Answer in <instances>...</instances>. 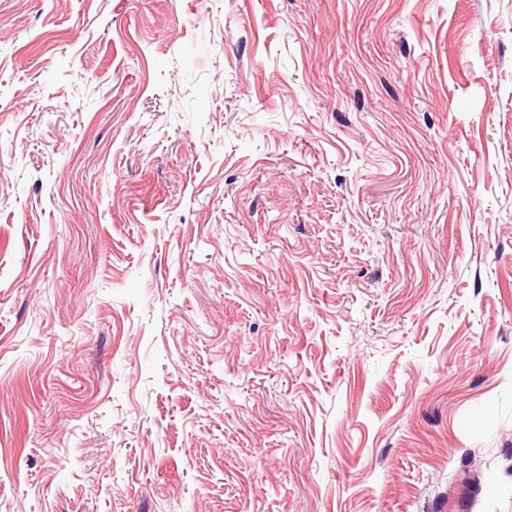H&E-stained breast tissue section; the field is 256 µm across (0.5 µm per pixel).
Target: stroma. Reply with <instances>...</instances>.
I'll list each match as a JSON object with an SVG mask.
<instances>
[{"instance_id": "35a3bbf8", "label": "stroma", "mask_w": 512, "mask_h": 512, "mask_svg": "<svg viewBox=\"0 0 512 512\" xmlns=\"http://www.w3.org/2000/svg\"><path fill=\"white\" fill-rule=\"evenodd\" d=\"M512 0H0V512H512Z\"/></svg>"}]
</instances>
